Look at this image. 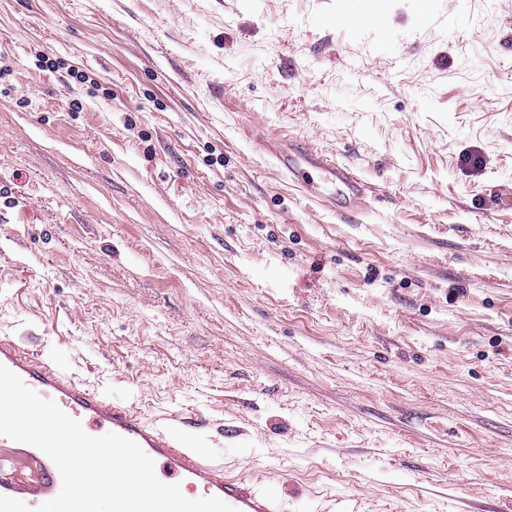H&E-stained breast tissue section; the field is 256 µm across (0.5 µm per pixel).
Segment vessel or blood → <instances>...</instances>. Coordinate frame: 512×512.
Wrapping results in <instances>:
<instances>
[{
	"label": "vessel or blood",
	"instance_id": "1",
	"mask_svg": "<svg viewBox=\"0 0 512 512\" xmlns=\"http://www.w3.org/2000/svg\"><path fill=\"white\" fill-rule=\"evenodd\" d=\"M275 158L290 173L305 166L324 172L343 187L349 201L357 203L363 197V185L350 166L286 149ZM0 364L41 398L54 401L79 420L87 434L115 433L136 442L153 459L158 479L179 484L192 499L215 496L236 512H288V501L277 490L226 470L223 454L185 444L180 435L145 422L133 405L91 387L76 372L25 350L13 339L0 338ZM60 489L61 476L50 458L34 446L0 435V495L34 508L53 499Z\"/></svg>",
	"mask_w": 512,
	"mask_h": 512
}]
</instances>
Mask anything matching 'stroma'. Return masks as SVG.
<instances>
[{"label":"stroma","instance_id":"35a3bbf8","mask_svg":"<svg viewBox=\"0 0 512 512\" xmlns=\"http://www.w3.org/2000/svg\"><path fill=\"white\" fill-rule=\"evenodd\" d=\"M0 336L291 512H512V0H0ZM276 161L285 172H296L302 166L311 167L324 172L333 183L341 185L344 188V196L349 202L360 203L363 198V185L358 176L350 166L337 164L335 161L313 155L308 152H291L282 149L275 154Z\"/></svg>","mask_w":512,"mask_h":512}]
</instances>
